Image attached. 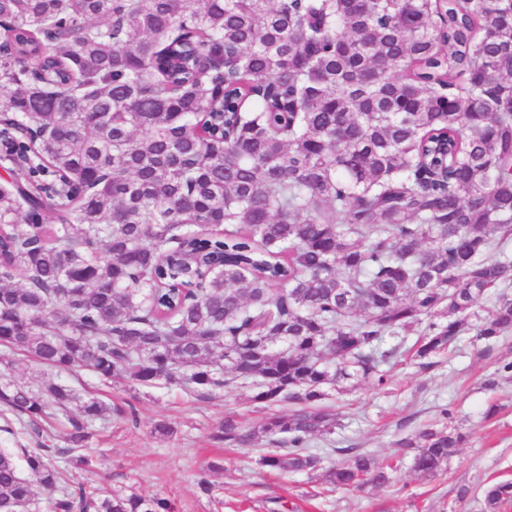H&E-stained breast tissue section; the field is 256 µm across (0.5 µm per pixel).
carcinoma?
Masks as SVG:
<instances>
[{
	"mask_svg": "<svg viewBox=\"0 0 512 512\" xmlns=\"http://www.w3.org/2000/svg\"><path fill=\"white\" fill-rule=\"evenodd\" d=\"M0 141L33 166L0 190V406L65 446L0 448V512H171L160 496L71 487L120 409L61 374L249 384L298 405L214 438L286 444L258 464L311 472L336 428L326 388L383 385L472 330H512V0H0ZM24 283L18 284L16 278ZM448 320L431 321L440 311ZM401 440L435 477L465 442L452 411ZM327 484L386 485L358 448ZM512 483L483 489L484 512ZM12 376L31 386H37L50 378H60L49 368L39 366L33 362L22 360L16 365Z\"/></svg>",
	"mask_w": 512,
	"mask_h": 512,
	"instance_id": "cac0c4a2",
	"label": "carcinoma"
}]
</instances>
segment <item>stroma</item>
I'll list each match as a JSON object with an SVG mask.
<instances>
[{
    "label": "stroma",
    "mask_w": 512,
    "mask_h": 512,
    "mask_svg": "<svg viewBox=\"0 0 512 512\" xmlns=\"http://www.w3.org/2000/svg\"><path fill=\"white\" fill-rule=\"evenodd\" d=\"M510 362L512 332L489 351L469 332L453 353L435 357L431 369L420 368L405 349L389 366L385 386L362 382L332 394L326 405L339 425L310 444L323 467L340 464L342 449L350 447L397 467L389 485L336 492L324 491L305 474L262 469L258 459L266 446L214 440L224 417H237L248 427L263 416L250 386L239 384L203 399L162 381L134 388L84 371L74 385L123 411L133 408L135 415L122 412L96 425L87 449L92 469H74L69 476L90 492L106 488L159 495L173 512H482L483 486L512 481V373L504 369ZM492 405L498 412L489 419L485 412ZM444 407L453 410L467 441L451 458L447 473L424 479L403 458L398 442L436 421ZM160 420L173 426L172 434H154ZM211 461L221 469L212 473L211 488L205 491L198 475ZM463 485L472 493L461 501L457 491Z\"/></svg>",
    "instance_id": "35a3bbf8"
}]
</instances>
